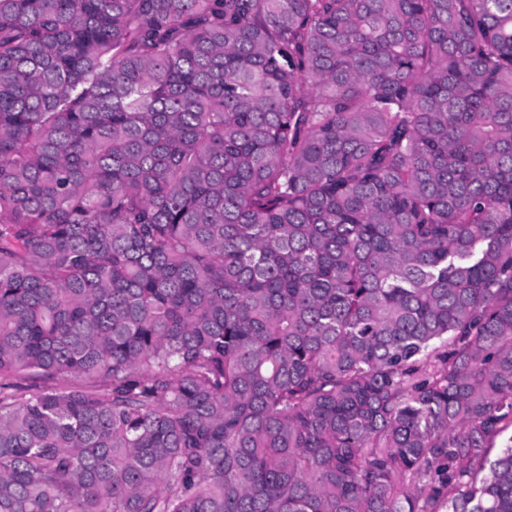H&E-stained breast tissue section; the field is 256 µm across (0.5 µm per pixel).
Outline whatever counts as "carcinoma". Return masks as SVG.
<instances>
[{
    "label": "carcinoma",
    "mask_w": 512,
    "mask_h": 512,
    "mask_svg": "<svg viewBox=\"0 0 512 512\" xmlns=\"http://www.w3.org/2000/svg\"><path fill=\"white\" fill-rule=\"evenodd\" d=\"M508 430L512 0H0V512H512Z\"/></svg>",
    "instance_id": "cac0c4a2"
}]
</instances>
